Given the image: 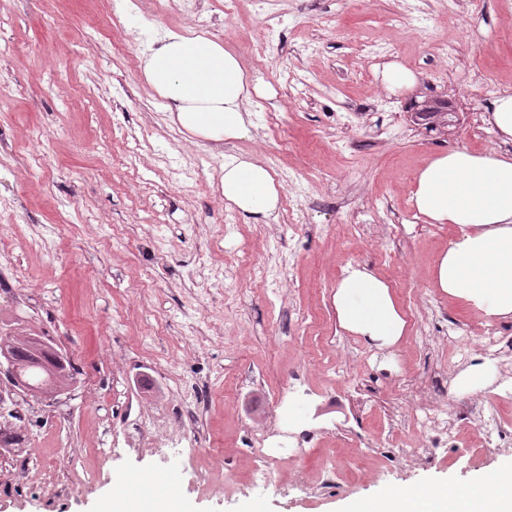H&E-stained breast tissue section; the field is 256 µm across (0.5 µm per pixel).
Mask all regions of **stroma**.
I'll list each match as a JSON object with an SVG mask.
<instances>
[{"label":"stroma","mask_w":512,"mask_h":512,"mask_svg":"<svg viewBox=\"0 0 512 512\" xmlns=\"http://www.w3.org/2000/svg\"><path fill=\"white\" fill-rule=\"evenodd\" d=\"M421 5L418 21L404 17L405 0H277L270 21L249 8L225 15L224 0H200L194 20L181 0L159 14L152 0L124 10L113 0H0V142L13 150L0 166V201L13 204L0 233L14 240L0 258V324L47 335L74 374L67 393L33 410L12 404L25 430L19 451L0 455V512H110L132 474L182 512H344L394 487L467 483L512 456V438L488 446L466 423L459 445L413 463L398 453L426 439L400 421L417 409L410 383L434 384L441 409L468 402L452 381L474 340L448 348L442 338L484 321L432 286L433 261L456 230L417 215L415 173L451 148L512 151L482 136L492 102L483 81L512 90V11L503 0L478 12L459 0ZM195 27L245 73L264 52L262 82L274 94L250 103L248 137L181 133L145 81L138 59L166 31ZM432 31L458 40L455 71ZM374 45L415 73L412 88L393 93L363 77ZM426 95L452 99L458 125L443 134L414 125L410 108ZM32 125L50 151L28 140ZM134 136L149 148L132 181L122 161ZM228 154L271 164L281 197L291 196L288 177L309 186L266 224L226 211ZM36 232L75 245L40 253L28 247ZM202 251L240 262L219 281L194 272ZM351 263L387 281L407 319L389 367L338 326L333 296ZM289 410L313 439L300 455L282 450L271 480L253 485L248 432ZM157 412L195 430L194 458L177 452L178 434L145 430ZM201 470L210 485L193 481Z\"/></svg>","instance_id":"stroma-1"}]
</instances>
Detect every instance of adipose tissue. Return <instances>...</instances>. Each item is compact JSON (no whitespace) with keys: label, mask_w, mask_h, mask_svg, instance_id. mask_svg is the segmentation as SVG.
<instances>
[{"label":"adipose tissue","mask_w":512,"mask_h":512,"mask_svg":"<svg viewBox=\"0 0 512 512\" xmlns=\"http://www.w3.org/2000/svg\"><path fill=\"white\" fill-rule=\"evenodd\" d=\"M142 71L180 131L213 140L247 135L252 120L244 104L261 89L220 41L168 31L144 56ZM221 190L227 208L254 219L278 209L272 173L248 156H225ZM410 201L428 223L459 231L434 264L435 288L486 317L512 319V152L439 153L418 170ZM334 305L339 327L378 350L407 333L390 285L367 267L344 270ZM350 512H512V459L467 486L397 487L375 501H354Z\"/></svg>","instance_id":"1"}]
</instances>
